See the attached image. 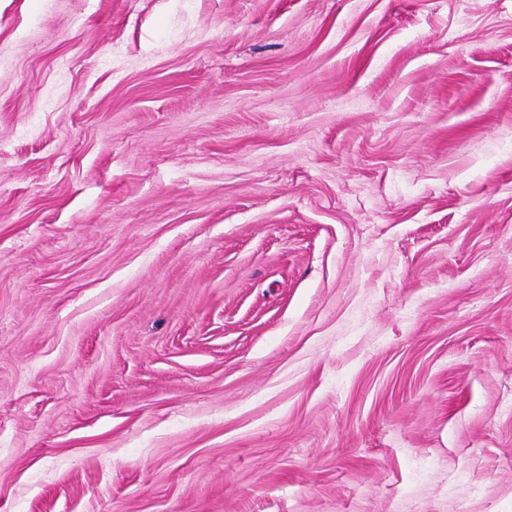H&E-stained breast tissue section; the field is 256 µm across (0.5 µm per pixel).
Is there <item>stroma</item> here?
Instances as JSON below:
<instances>
[{
    "instance_id": "obj_1",
    "label": "stroma",
    "mask_w": 512,
    "mask_h": 512,
    "mask_svg": "<svg viewBox=\"0 0 512 512\" xmlns=\"http://www.w3.org/2000/svg\"><path fill=\"white\" fill-rule=\"evenodd\" d=\"M0 512H512V0H0Z\"/></svg>"
}]
</instances>
